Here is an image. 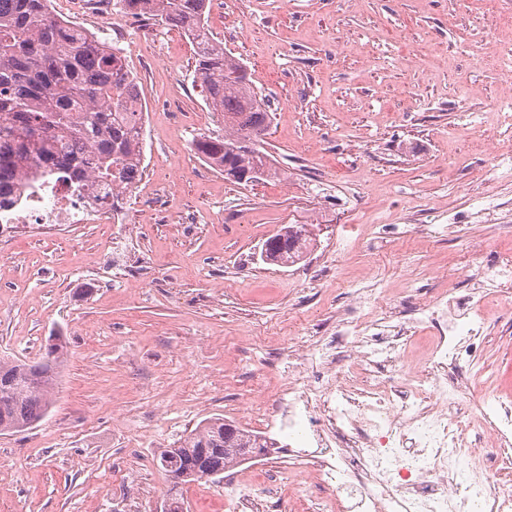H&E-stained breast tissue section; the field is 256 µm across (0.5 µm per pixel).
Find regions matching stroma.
Masks as SVG:
<instances>
[{"label":"stroma","mask_w":512,"mask_h":512,"mask_svg":"<svg viewBox=\"0 0 512 512\" xmlns=\"http://www.w3.org/2000/svg\"><path fill=\"white\" fill-rule=\"evenodd\" d=\"M117 48L136 78L148 163L125 206L135 222L0 229V360H39L52 331L68 355L47 416L0 434V512H162L156 456L211 417L249 425L256 380L277 386L286 348H309L358 291L415 296L479 277L512 230L483 222L484 196L512 222V0H210L205 19L271 101L263 148L287 179L225 180L192 143L224 131L195 49L157 22L153 39L117 0H50ZM167 196L157 217L142 197ZM451 216L445 235L419 227ZM307 223L299 263L264 242ZM335 272L322 276L320 268ZM476 369L512 389V316ZM252 426V425H249ZM271 442L280 435L261 425ZM184 512H239L223 482L184 485Z\"/></svg>","instance_id":"stroma-1"}]
</instances>
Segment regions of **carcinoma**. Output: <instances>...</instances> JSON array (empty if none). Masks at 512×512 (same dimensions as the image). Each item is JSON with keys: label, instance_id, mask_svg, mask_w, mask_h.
<instances>
[{"label": "carcinoma", "instance_id": "obj_1", "mask_svg": "<svg viewBox=\"0 0 512 512\" xmlns=\"http://www.w3.org/2000/svg\"><path fill=\"white\" fill-rule=\"evenodd\" d=\"M130 14L147 6L155 19L182 30L195 54L208 108L223 116L224 135L195 141L199 155L227 179L255 183L287 176L260 140L270 124L268 99L255 92L247 68L206 26L208 0H118ZM0 210L19 202L15 181L29 175L82 188L97 177L117 210L120 194L142 176L143 112L138 85L123 57L82 27L52 16L47 0H0ZM313 238L302 224L285 226L264 243L270 263L294 264ZM67 354L64 337L49 338L34 363L0 360V433L42 420L54 401ZM226 420L201 422L157 454L173 487L224 473L243 462V449L267 441L240 429L224 441Z\"/></svg>", "mask_w": 512, "mask_h": 512}]
</instances>
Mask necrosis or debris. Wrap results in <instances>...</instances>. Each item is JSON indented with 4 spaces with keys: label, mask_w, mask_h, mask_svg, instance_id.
Returning a JSON list of instances; mask_svg holds the SVG:
<instances>
[{
    "label": "necrosis or debris",
    "mask_w": 512,
    "mask_h": 512,
    "mask_svg": "<svg viewBox=\"0 0 512 512\" xmlns=\"http://www.w3.org/2000/svg\"><path fill=\"white\" fill-rule=\"evenodd\" d=\"M117 221L95 190L77 195L55 182L0 213L2 224ZM484 276L498 292L496 308L453 288L412 307L409 331L433 333L426 373L407 363L404 342L371 321L391 309L390 295H369L336 323L337 335L357 343L358 387L325 341L285 354L287 377L274 402L248 397L249 420L279 423L287 434L279 456L295 487L314 485L316 512H512V488L502 483L512 467V395L494 372L471 389L448 381L465 374L487 324L512 314V253L497 254Z\"/></svg>",
    "instance_id": "obj_1"
}]
</instances>
